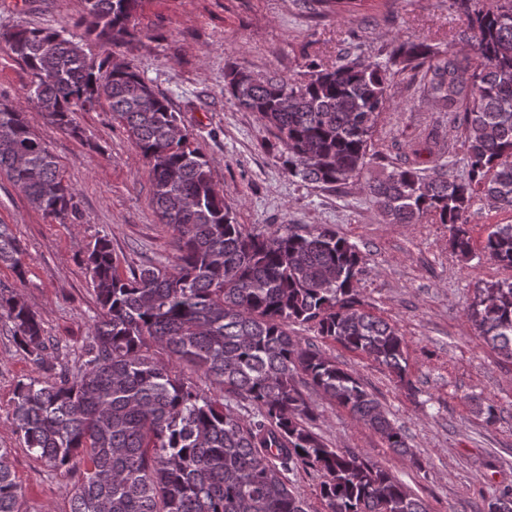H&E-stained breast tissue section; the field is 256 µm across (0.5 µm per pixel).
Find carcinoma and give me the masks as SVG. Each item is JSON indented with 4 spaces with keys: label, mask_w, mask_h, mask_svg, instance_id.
Listing matches in <instances>:
<instances>
[{
    "label": "carcinoma",
    "mask_w": 512,
    "mask_h": 512,
    "mask_svg": "<svg viewBox=\"0 0 512 512\" xmlns=\"http://www.w3.org/2000/svg\"><path fill=\"white\" fill-rule=\"evenodd\" d=\"M84 2L92 22L78 41L48 28L0 34L29 76L26 106L0 102V173L32 207L65 219L76 208L75 191L31 129L26 107L77 135L72 114L105 101L150 166L151 204L176 232L177 256L171 266L149 262L124 274L109 240L88 248L99 313L73 368L60 361L36 312L0 289V321L44 372L14 390L25 447L53 472H79L70 512H308L289 487L288 474L298 469L320 475L324 512H429L386 469L330 447L311 428L317 413L308 385L419 465L360 376L288 330L309 325L404 380L402 334L358 298L362 254L324 226L282 233L237 223L169 99L112 56V47L135 38L141 0ZM472 5L452 0L468 18L460 39L472 54L463 59L406 40L384 63L346 55L332 69L310 63L288 79L254 80L235 69L228 91L272 131L289 175L341 186L378 158L374 128L395 77L425 70L427 95L456 114L466 178L444 164L430 174L395 166L365 189L388 224L432 217L448 225L453 252L469 261L466 214L474 199L512 210V16L505 17L512 0L487 10ZM85 41L106 56L89 57ZM482 250L512 270V224L496 225ZM22 256L13 229L0 224V263L21 277ZM467 316L483 342L512 362V278L485 283ZM195 375L218 393L202 391ZM23 498L11 449L0 448V512H24ZM488 512H512V488L493 495Z\"/></svg>",
    "instance_id": "1"
}]
</instances>
